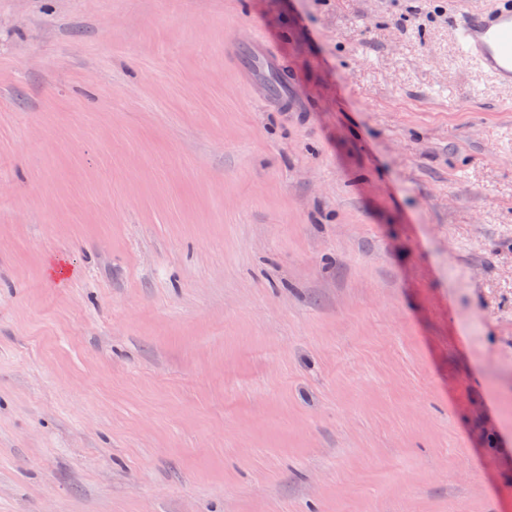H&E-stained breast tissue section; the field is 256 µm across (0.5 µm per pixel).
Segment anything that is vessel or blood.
Wrapping results in <instances>:
<instances>
[{
  "mask_svg": "<svg viewBox=\"0 0 512 512\" xmlns=\"http://www.w3.org/2000/svg\"><path fill=\"white\" fill-rule=\"evenodd\" d=\"M456 32L467 54L489 75L499 83L512 84V0L467 13Z\"/></svg>",
  "mask_w": 512,
  "mask_h": 512,
  "instance_id": "obj_1",
  "label": "vessel or blood"
}]
</instances>
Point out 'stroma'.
<instances>
[{
  "label": "stroma",
  "instance_id": "obj_1",
  "mask_svg": "<svg viewBox=\"0 0 512 512\" xmlns=\"http://www.w3.org/2000/svg\"><path fill=\"white\" fill-rule=\"evenodd\" d=\"M494 6L0 0V512H512ZM490 10L467 13L456 27L473 59L501 84H512V2L499 0Z\"/></svg>",
  "mask_w": 512,
  "mask_h": 512
}]
</instances>
